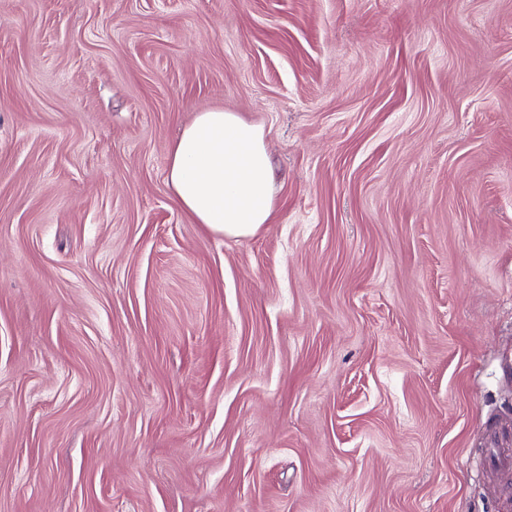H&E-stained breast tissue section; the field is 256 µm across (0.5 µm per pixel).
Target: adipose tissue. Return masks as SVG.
Instances as JSON below:
<instances>
[{"mask_svg": "<svg viewBox=\"0 0 512 512\" xmlns=\"http://www.w3.org/2000/svg\"><path fill=\"white\" fill-rule=\"evenodd\" d=\"M166 182L180 207L215 235H255L274 213L263 129L239 113H198L173 144Z\"/></svg>", "mask_w": 512, "mask_h": 512, "instance_id": "adipose-tissue-1", "label": "adipose tissue"}]
</instances>
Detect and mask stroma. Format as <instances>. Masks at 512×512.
I'll list each match as a JSON object with an SVG mask.
<instances>
[{"label": "stroma", "mask_w": 512, "mask_h": 512, "mask_svg": "<svg viewBox=\"0 0 512 512\" xmlns=\"http://www.w3.org/2000/svg\"><path fill=\"white\" fill-rule=\"evenodd\" d=\"M265 131L275 218L166 184ZM512 425V0H0V512H485ZM166 182L180 207L215 235H255L274 197L263 129L239 113H198L173 144Z\"/></svg>", "instance_id": "35a3bbf8"}]
</instances>
